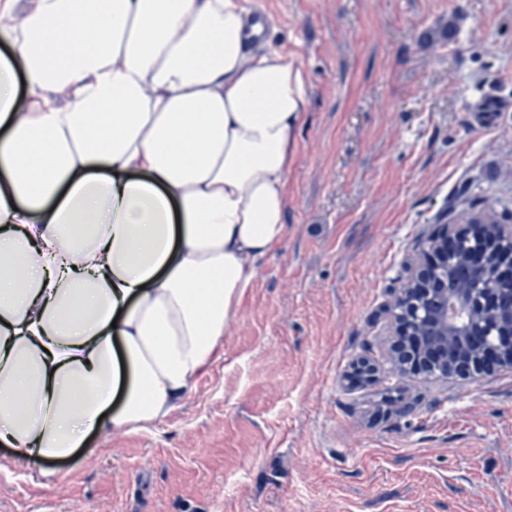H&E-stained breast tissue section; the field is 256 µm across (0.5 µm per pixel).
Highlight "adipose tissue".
Wrapping results in <instances>:
<instances>
[{
	"mask_svg": "<svg viewBox=\"0 0 512 512\" xmlns=\"http://www.w3.org/2000/svg\"><path fill=\"white\" fill-rule=\"evenodd\" d=\"M239 0H0V444L149 430L286 237L306 80Z\"/></svg>",
	"mask_w": 512,
	"mask_h": 512,
	"instance_id": "obj_1",
	"label": "adipose tissue"
}]
</instances>
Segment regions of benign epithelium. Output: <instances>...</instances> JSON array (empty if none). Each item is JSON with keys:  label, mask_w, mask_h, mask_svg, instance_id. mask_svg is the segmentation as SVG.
<instances>
[{"label": "benign epithelium", "mask_w": 512, "mask_h": 512, "mask_svg": "<svg viewBox=\"0 0 512 512\" xmlns=\"http://www.w3.org/2000/svg\"><path fill=\"white\" fill-rule=\"evenodd\" d=\"M477 232L479 246L468 263L482 268L498 255L492 271L495 279H512V229L492 223L470 224L466 228H445L430 239L408 265L402 285L392 290L387 305L389 333L387 354L390 368L382 370L370 359L352 365L351 376L368 382L417 378H472L495 367L512 369V304L503 306L492 288L462 285L453 293L439 288L442 260L452 256L451 248L465 233ZM471 350V362L461 371H448V350Z\"/></svg>", "instance_id": "7a95c632"}]
</instances>
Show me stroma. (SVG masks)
<instances>
[{"instance_id":"obj_1","label":"stroma","mask_w":512,"mask_h":512,"mask_svg":"<svg viewBox=\"0 0 512 512\" xmlns=\"http://www.w3.org/2000/svg\"><path fill=\"white\" fill-rule=\"evenodd\" d=\"M241 3L308 81L287 235L162 423L51 474L0 447V512H512V370L408 383L407 413L345 379L385 360L384 305L465 225L458 191L512 200V0ZM487 91L508 107L481 127Z\"/></svg>"}]
</instances>
